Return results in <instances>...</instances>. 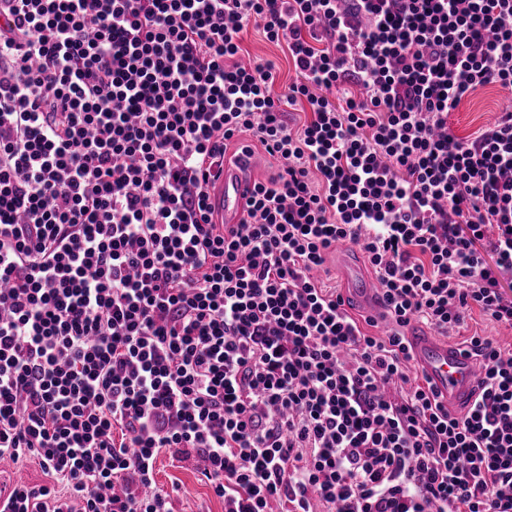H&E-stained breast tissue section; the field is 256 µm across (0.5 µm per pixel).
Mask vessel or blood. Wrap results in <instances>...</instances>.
Returning <instances> with one entry per match:
<instances>
[{"mask_svg": "<svg viewBox=\"0 0 512 512\" xmlns=\"http://www.w3.org/2000/svg\"><path fill=\"white\" fill-rule=\"evenodd\" d=\"M212 220L217 224H240L246 216L249 183L239 174L223 172L208 186ZM349 297L369 317L383 310L379 285L364 277L354 265H347ZM405 334L419 371L449 409H469L477 395L481 360L472 352L437 339L419 325Z\"/></svg>", "mask_w": 512, "mask_h": 512, "instance_id": "vessel-or-blood-1", "label": "vessel or blood"}]
</instances>
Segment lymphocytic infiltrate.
Segmentation results:
<instances>
[{"label": "lymphocytic infiltrate", "instance_id": "f902f5d3", "mask_svg": "<svg viewBox=\"0 0 512 512\" xmlns=\"http://www.w3.org/2000/svg\"><path fill=\"white\" fill-rule=\"evenodd\" d=\"M0 24V459L9 512H172L160 453L197 457L224 512H512V354L449 412L404 327H512V0H8ZM296 74L243 65L240 34ZM300 109V127L287 122ZM249 135L282 162L247 220L206 186ZM374 270L363 331L313 275ZM242 48L245 51V59H269L278 65L279 77L274 91L280 93L284 86L295 78V71L291 61L288 59V52L285 43L277 45L269 42L261 28L250 25L242 35ZM508 95L500 88H478L459 108L452 112L449 122L455 132L464 137L472 136L493 122L501 103Z\"/></svg>", "mask_w": 512, "mask_h": 512}]
</instances>
